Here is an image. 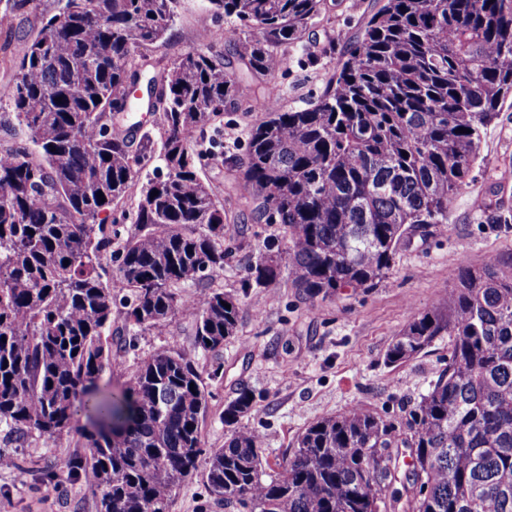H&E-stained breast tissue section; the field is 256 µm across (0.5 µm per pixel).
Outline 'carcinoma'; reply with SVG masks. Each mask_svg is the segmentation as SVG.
<instances>
[{
	"label": "carcinoma",
	"instance_id": "carcinoma-1",
	"mask_svg": "<svg viewBox=\"0 0 512 512\" xmlns=\"http://www.w3.org/2000/svg\"><path fill=\"white\" fill-rule=\"evenodd\" d=\"M83 2L58 0L0 86L27 137L0 150L6 442L75 439L87 453L39 479L92 476L98 512H171L176 489L199 473L230 512H380L377 472L398 475L402 448L412 490L398 512H512V276L491 266L453 269L445 310L414 313L389 347L397 367L450 339L448 366L405 427L353 405L310 422L271 475L263 433L242 423L259 412L242 388L224 407L228 444L203 447L210 392L196 353L236 335L240 306L206 281L224 269L227 213L197 159L240 78L202 49L171 62L139 54L164 39L175 0ZM207 2V15L230 19L224 38L248 73L270 77L304 48L323 5ZM145 73L164 104L135 144L125 122L139 104L126 90ZM511 95L512 0H385L316 102L285 110L273 84L264 90L266 117L250 126L239 168L255 219L279 225L284 245L258 247L249 279L274 287L286 271L312 300L376 287L413 229L448 223ZM147 155L158 174L141 186L131 226L104 223ZM178 315L193 319L192 351L161 348L125 389L100 387L113 347L134 352Z\"/></svg>",
	"mask_w": 512,
	"mask_h": 512
}]
</instances>
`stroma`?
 <instances>
[{
    "mask_svg": "<svg viewBox=\"0 0 512 512\" xmlns=\"http://www.w3.org/2000/svg\"><path fill=\"white\" fill-rule=\"evenodd\" d=\"M382 3L324 0L320 17L309 28V41L327 46L328 52L286 62L274 76L284 107L318 99L337 61ZM205 4L206 0H176L173 27L162 41L145 49L146 55L170 61L204 45L210 56L241 78L238 103L226 106L207 130L212 146L199 168L202 180L223 199L231 216L224 226V244L233 253L223 269L213 272L211 283L236 294L241 304L236 336L217 352L197 357L211 393L202 442L208 448L224 446L230 437L222 419L224 407L240 388H249L261 407L249 423L264 433L263 455L274 467L292 452L306 425L354 404L395 425L404 424L419 395L448 363L449 339L442 336L399 367L386 364V351L413 310L444 309L453 286L448 274L460 264H490L503 274L512 273V98L485 130L484 161L454 201L447 223L416 232L378 287L347 288L326 301L307 299L285 284L273 293L250 287L246 281L256 247L273 229L254 220L250 209L238 206L237 198L246 187L235 164L246 153L250 125L264 116L261 92L267 81L248 76L232 44L202 41ZM162 346L191 350V319H173L166 336L143 334L138 353L116 354L112 385L128 381L139 358ZM217 367L223 376L211 379ZM76 452L75 442L66 436L30 439L17 451L24 469H0V512H97L96 499L84 481L63 484L49 500L40 493L38 470Z\"/></svg>",
    "mask_w": 512,
    "mask_h": 512,
    "instance_id": "obj_1",
    "label": "stroma"
}]
</instances>
